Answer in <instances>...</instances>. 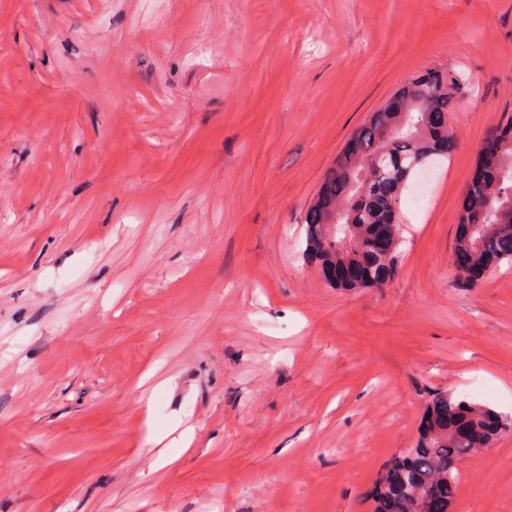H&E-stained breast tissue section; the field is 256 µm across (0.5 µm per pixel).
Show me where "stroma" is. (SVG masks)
Wrapping results in <instances>:
<instances>
[{"mask_svg": "<svg viewBox=\"0 0 512 512\" xmlns=\"http://www.w3.org/2000/svg\"><path fill=\"white\" fill-rule=\"evenodd\" d=\"M434 66L456 148L332 287L304 214ZM511 121L512 0H0V512H373L432 395L512 416V265L451 264ZM450 512H512V431Z\"/></svg>", "mask_w": 512, "mask_h": 512, "instance_id": "35a3bbf8", "label": "stroma"}]
</instances>
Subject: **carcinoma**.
<instances>
[{"label": "carcinoma", "mask_w": 512, "mask_h": 512, "mask_svg": "<svg viewBox=\"0 0 512 512\" xmlns=\"http://www.w3.org/2000/svg\"><path fill=\"white\" fill-rule=\"evenodd\" d=\"M448 72L429 68L412 74L353 134L355 152L340 153L319 192L334 203L335 214L313 203L304 217L307 253L321 265L352 262L364 275L346 287L382 285L395 274L403 237L400 223L392 229L386 257L372 254L371 226L397 205L398 196L418 176L444 162L456 140L449 129L452 111ZM485 177L469 184L461 220L482 215L471 239L456 238L455 249L469 251L472 266L486 275L502 263L512 264V127L498 132L496 147L480 154ZM499 416L492 409L436 394L429 401L413 447L392 459L378 474L374 512H420L432 500L448 512L457 489L459 467L474 454L448 431L453 420L481 428Z\"/></svg>", "instance_id": "1"}]
</instances>
